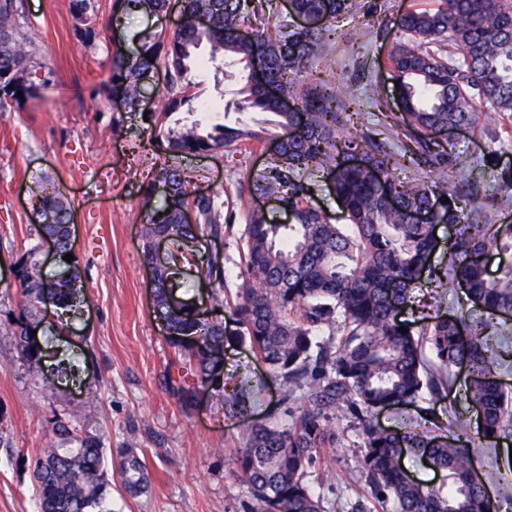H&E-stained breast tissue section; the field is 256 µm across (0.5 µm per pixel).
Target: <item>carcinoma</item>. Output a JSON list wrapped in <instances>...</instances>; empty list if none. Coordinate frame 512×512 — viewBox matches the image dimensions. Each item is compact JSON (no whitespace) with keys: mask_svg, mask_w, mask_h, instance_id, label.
<instances>
[{"mask_svg":"<svg viewBox=\"0 0 512 512\" xmlns=\"http://www.w3.org/2000/svg\"><path fill=\"white\" fill-rule=\"evenodd\" d=\"M124 10L164 13L169 0H122ZM377 4L363 0H289V11L308 24L291 27L288 16L273 0H181L187 17H206L198 27L187 21L165 38L147 36L133 55L117 52L109 77L112 97L129 104L154 71L165 68L168 82L164 108L153 121L155 144L169 156L156 170L142 194L144 237L168 238V257L156 275L157 308L166 322L174 356L188 362L191 380L166 378V389L187 408L197 387L217 380L224 365V325L209 322L192 302L176 300V277L184 265H196L199 278L208 281L213 296L223 290L224 265L214 256L197 257V240L224 233V202L190 191L183 170L172 160L184 155L234 153L262 142L256 131L215 125L169 127L173 114L191 108L185 94L192 54L207 44L221 50L230 62L243 65L249 107L276 116V127H296V137L270 155L259 173L245 172L252 190L272 196L288 208L291 220L272 224L266 214L253 211L241 246L248 286L229 305L244 328L252 349L283 381L281 404L289 420L276 414L250 426L236 450L237 470L251 495L249 512H324L319 498L305 482L325 448L336 445L329 414L350 413L363 437L359 466L375 497L393 505L394 512H484L487 484L475 480L477 470L470 449L471 419L448 412L450 439L412 431L384 429L373 417L381 408L416 403L425 392L437 395L453 382V368H469L468 399L480 412L479 439L493 447L512 438V389L495 379L491 369L502 361L501 351L488 345L486 329L469 325L463 317L437 318L419 330L396 318L399 306L428 265L438 242L437 224H460L448 243V267L437 276L443 295L463 293L494 317L512 312V223L471 224L448 189V174L465 177L459 157L445 148L455 130L471 127L480 108L512 115V0H435L434 6L407 11L397 20L403 37L390 47L391 79L402 102L400 126L422 134L405 149L409 162L437 171L442 180L400 181L389 173L399 160L370 133L345 138L341 131L349 116L328 84L300 83L304 62L316 56L335 28L331 19ZM23 0H0V98L20 102L42 64L40 47L21 23ZM70 10L81 23L78 35L91 38L98 24L95 0H70ZM266 13L274 31L251 41L236 37L241 15ZM437 44L441 51L427 45ZM263 62L265 78L277 85L280 96L297 110L284 112L278 100L267 96L254 80L249 62ZM379 170L386 183L374 180ZM326 170L347 223L313 204L303 179L307 171ZM165 192L156 193L157 186ZM195 209L198 223H182L179 206ZM171 213H166V210ZM45 223L40 236L55 240L60 255L70 252L69 205L59 197L41 200ZM408 211L430 214L426 224H410ZM494 250L505 259L490 273L478 256ZM22 296L32 307L20 313L14 335L19 357L37 361L41 350L27 343L35 310L49 302L71 316L83 303L81 270L76 261L65 263L59 278L44 283L35 259L27 254L18 271ZM178 304H173V301ZM328 331V339L318 341ZM298 410H293L294 404ZM58 439L35 459L36 512H112L107 450L100 437L62 421L51 427ZM408 449L445 473L444 482L409 478L401 466ZM117 470L126 493H148L150 477L145 463L130 445L117 450Z\"/></svg>","mask_w":512,"mask_h":512,"instance_id":"obj_1","label":"carcinoma"}]
</instances>
